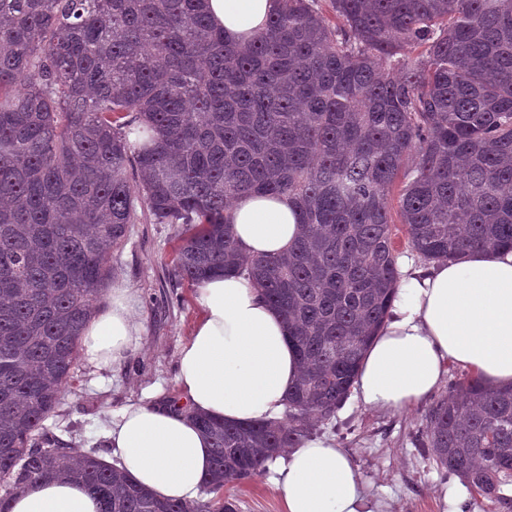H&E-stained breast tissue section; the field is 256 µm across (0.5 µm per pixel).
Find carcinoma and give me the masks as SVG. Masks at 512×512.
Masks as SVG:
<instances>
[{
    "label": "carcinoma",
    "mask_w": 512,
    "mask_h": 512,
    "mask_svg": "<svg viewBox=\"0 0 512 512\" xmlns=\"http://www.w3.org/2000/svg\"><path fill=\"white\" fill-rule=\"evenodd\" d=\"M206 0H0V512L46 478L100 512H238L159 499L46 422L136 203L177 227L174 275L251 278L288 325L301 374L279 421L192 419L206 493L241 484L327 421L353 388L400 277L512 251V0H280L244 46ZM400 185L398 208L391 204ZM285 195L301 232L244 256L229 204ZM433 404L417 447L509 504L512 387L476 375Z\"/></svg>",
    "instance_id": "1"
}]
</instances>
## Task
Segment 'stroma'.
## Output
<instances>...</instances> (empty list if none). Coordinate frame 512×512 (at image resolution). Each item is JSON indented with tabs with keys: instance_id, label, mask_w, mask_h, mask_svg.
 Masks as SVG:
<instances>
[{
	"instance_id": "stroma-1",
	"label": "stroma",
	"mask_w": 512,
	"mask_h": 512,
	"mask_svg": "<svg viewBox=\"0 0 512 512\" xmlns=\"http://www.w3.org/2000/svg\"><path fill=\"white\" fill-rule=\"evenodd\" d=\"M176 233V227L155 223L140 206L127 238L112 252V283L135 292L141 336L137 347L109 368H96L86 354H79L63 404L51 420L53 433L69 451L96 447L102 457H110L107 429L113 412L153 398H183L176 383L179 354L201 309L195 287L173 274ZM465 375V370L449 367L446 382L406 411L368 409L347 399L334 418L317 424L313 433L333 437L347 451L366 492L379 501V512H503L497 502L474 496L459 477L438 469L415 446L431 404L447 396L452 381ZM449 489L456 493L451 502L444 499ZM224 492L237 499L239 512H282L268 473L225 486Z\"/></svg>"
}]
</instances>
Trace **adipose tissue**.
Instances as JSON below:
<instances>
[{
  "instance_id": "adipose-tissue-1",
  "label": "adipose tissue",
  "mask_w": 512,
  "mask_h": 512,
  "mask_svg": "<svg viewBox=\"0 0 512 512\" xmlns=\"http://www.w3.org/2000/svg\"><path fill=\"white\" fill-rule=\"evenodd\" d=\"M277 0H208L212 22L232 44L262 31ZM250 256L278 253L298 234L284 196L247 195L230 212ZM202 314L182 347L176 382L184 409L130 404L107 431L117 467L155 496L193 503L211 467L210 443L190 419L198 412L232 422L276 420L299 375L298 358L279 313L247 277L217 276L197 290ZM128 288L112 291L84 333L91 363L124 359L141 326ZM456 366L498 385L512 384V251L472 250L453 262H407L392 307L355 381L364 407L405 410L435 392ZM283 512H377L343 449L306 439L268 464ZM11 512H99L84 484L44 479L11 502Z\"/></svg>"
}]
</instances>
